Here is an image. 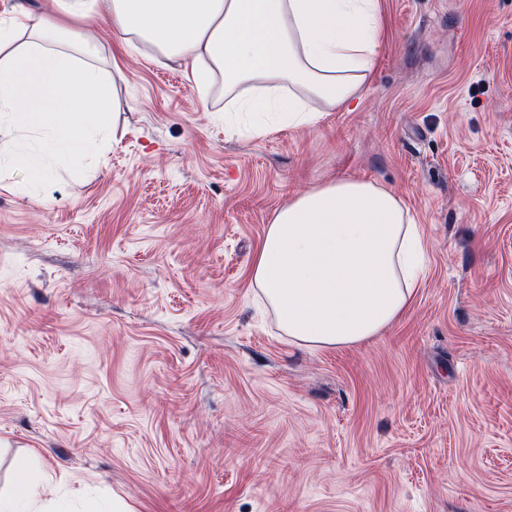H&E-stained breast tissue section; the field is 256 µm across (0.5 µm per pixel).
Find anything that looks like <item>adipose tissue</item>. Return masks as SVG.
Listing matches in <instances>:
<instances>
[{
    "instance_id": "1",
    "label": "adipose tissue",
    "mask_w": 512,
    "mask_h": 512,
    "mask_svg": "<svg viewBox=\"0 0 512 512\" xmlns=\"http://www.w3.org/2000/svg\"><path fill=\"white\" fill-rule=\"evenodd\" d=\"M131 54L190 64L201 98L220 78L251 134L315 125L361 95L378 59L380 0H16L0 19V168L35 188L54 165L108 143L119 89L89 26ZM427 270L423 227L392 189L343 178L274 214L252 280L289 341L351 347L397 322Z\"/></svg>"
}]
</instances>
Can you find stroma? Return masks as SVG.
<instances>
[{
	"label": "stroma",
	"mask_w": 512,
	"mask_h": 512,
	"mask_svg": "<svg viewBox=\"0 0 512 512\" xmlns=\"http://www.w3.org/2000/svg\"><path fill=\"white\" fill-rule=\"evenodd\" d=\"M361 99L224 129L214 83L128 55L114 140L0 171V493L85 512H512V0H381ZM396 190L429 272L386 331L290 342L251 270L295 192Z\"/></svg>",
	"instance_id": "stroma-1"
}]
</instances>
